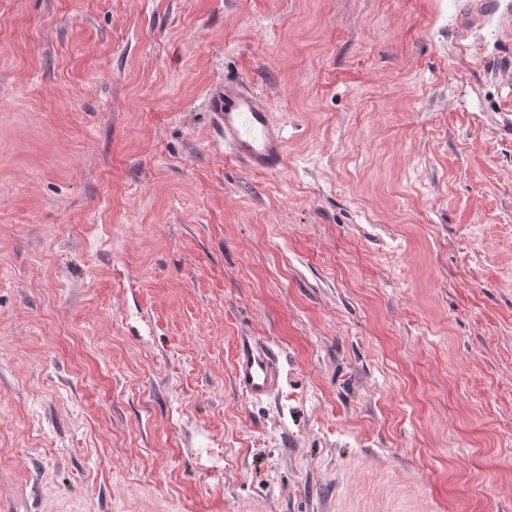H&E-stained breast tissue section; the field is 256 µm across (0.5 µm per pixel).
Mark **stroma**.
<instances>
[{
  "mask_svg": "<svg viewBox=\"0 0 512 512\" xmlns=\"http://www.w3.org/2000/svg\"><path fill=\"white\" fill-rule=\"evenodd\" d=\"M0 512H512V0H0ZM206 100L233 159L255 172L274 173L283 167L284 130L261 93L224 79L209 87ZM279 353L269 346H259L250 339L238 345L234 377L239 391L250 399H263L273 394L281 379Z\"/></svg>",
  "mask_w": 512,
  "mask_h": 512,
  "instance_id": "1",
  "label": "stroma"
}]
</instances>
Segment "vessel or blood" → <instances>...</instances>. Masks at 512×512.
Returning <instances> with one entry per match:
<instances>
[{
  "mask_svg": "<svg viewBox=\"0 0 512 512\" xmlns=\"http://www.w3.org/2000/svg\"><path fill=\"white\" fill-rule=\"evenodd\" d=\"M207 107L217 120L224 148L248 170L273 173L285 163V135L265 97L242 82L224 80L211 85ZM234 377L239 391L250 399L273 394L281 379L279 353L249 339L238 345Z\"/></svg>",
  "mask_w": 512,
  "mask_h": 512,
  "instance_id": "obj_1",
  "label": "vessel or blood"
}]
</instances>
